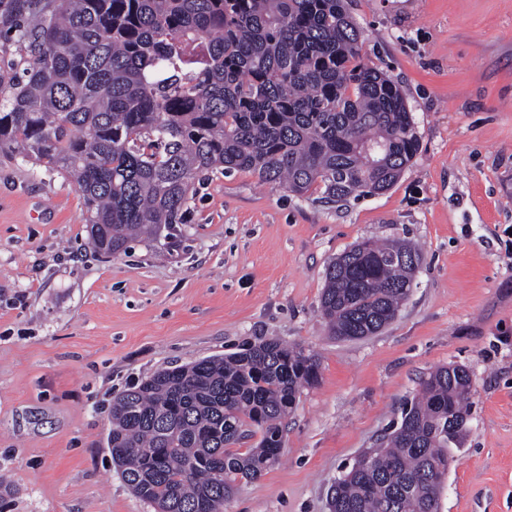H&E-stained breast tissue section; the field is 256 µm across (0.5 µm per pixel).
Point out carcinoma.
<instances>
[{
  "instance_id": "obj_1",
  "label": "carcinoma",
  "mask_w": 512,
  "mask_h": 512,
  "mask_svg": "<svg viewBox=\"0 0 512 512\" xmlns=\"http://www.w3.org/2000/svg\"><path fill=\"white\" fill-rule=\"evenodd\" d=\"M361 37L345 0H0V51L12 56L0 152L72 179L106 256L173 237L213 172L334 204L387 191L419 137ZM420 262L406 243L371 239L336 257L320 300L331 335L385 328ZM319 370L315 355L268 339L158 371L112 400V462L155 512H224L279 461L283 420ZM471 387L463 366L429 373L368 462L331 486L330 512H439Z\"/></svg>"
}]
</instances>
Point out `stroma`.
Masks as SVG:
<instances>
[{
  "label": "stroma",
  "instance_id": "stroma-1",
  "mask_svg": "<svg viewBox=\"0 0 512 512\" xmlns=\"http://www.w3.org/2000/svg\"><path fill=\"white\" fill-rule=\"evenodd\" d=\"M368 63L397 81L419 150L389 190L338 204L213 174L173 245L97 256L76 184L0 153V512H154L107 448L113 397L157 371L277 339L320 378L279 463L224 512H329L422 377L461 365L468 431L439 512H512V0H349ZM422 255L375 335L330 336L328 264L355 242Z\"/></svg>",
  "mask_w": 512,
  "mask_h": 512
}]
</instances>
